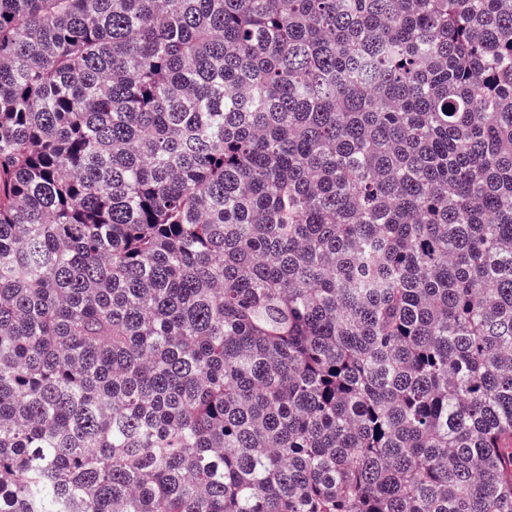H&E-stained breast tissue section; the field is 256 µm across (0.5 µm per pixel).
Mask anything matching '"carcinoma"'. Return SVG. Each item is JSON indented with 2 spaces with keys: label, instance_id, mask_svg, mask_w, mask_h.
Listing matches in <instances>:
<instances>
[{
  "label": "carcinoma",
  "instance_id": "obj_1",
  "mask_svg": "<svg viewBox=\"0 0 512 512\" xmlns=\"http://www.w3.org/2000/svg\"><path fill=\"white\" fill-rule=\"evenodd\" d=\"M0 512H512V0H0Z\"/></svg>",
  "mask_w": 512,
  "mask_h": 512
}]
</instances>
